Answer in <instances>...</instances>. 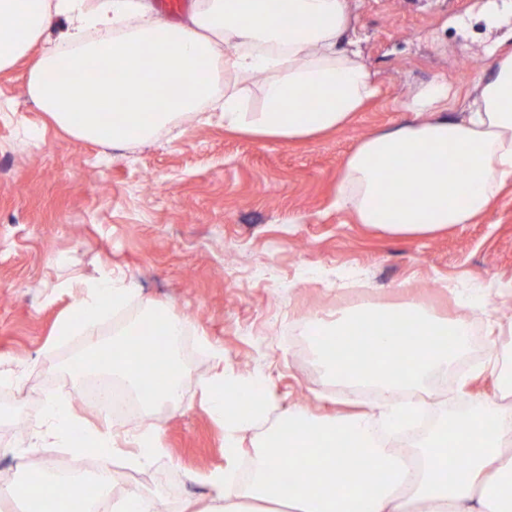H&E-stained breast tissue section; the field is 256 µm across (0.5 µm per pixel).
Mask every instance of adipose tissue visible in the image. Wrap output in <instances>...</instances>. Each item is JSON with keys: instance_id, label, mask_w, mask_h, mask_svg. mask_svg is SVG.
I'll return each instance as SVG.
<instances>
[{"instance_id": "ef3b65f1", "label": "adipose tissue", "mask_w": 512, "mask_h": 512, "mask_svg": "<svg viewBox=\"0 0 512 512\" xmlns=\"http://www.w3.org/2000/svg\"><path fill=\"white\" fill-rule=\"evenodd\" d=\"M284 25L271 0H193L186 22L174 24L147 0H0V70L29 58L28 93L69 135L105 145L144 141L178 126L186 116L218 111L225 128L268 138L316 136L347 124L376 96L378 86L356 44L339 48L348 23V0H289ZM56 40H49L50 32ZM38 55L30 50L36 43ZM240 80L274 72L264 86L261 111H244L236 86L223 97L213 89L221 69ZM447 84L436 83L407 104L415 118L392 131L362 139L341 172L336 203L359 223L403 236L432 235L470 224L512 182V54L496 58L460 112L449 113ZM125 291L106 279L88 284L76 311L57 325L58 337L85 335L75 369L120 379L134 392L147 379L158 390L143 401L178 408L185 370L173 346H157L137 326L103 342L94 335L107 298ZM367 322L377 337L360 351L355 328ZM313 336H330L336 353L321 357L324 372L342 383L377 387L386 407L388 440L378 439L369 415L332 420L295 409L265 434L246 485L216 471L215 495L202 512H512V405L492 401L468 414L442 419L429 436L403 452L396 431L416 414L401 392L421 388L447 369L465 348L469 322L433 316L416 303L364 305L331 324H308ZM212 411L235 434L272 409L269 397L243 405L214 391ZM62 447L91 453L101 491L112 483V437L90 429L74 443L75 419L64 406L48 407ZM419 461L410 476L406 454ZM294 478L275 480L285 461ZM64 499L45 496L42 472L0 488V502L38 506L39 512H95L85 483L67 477Z\"/></svg>"}]
</instances>
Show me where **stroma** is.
<instances>
[{"instance_id":"35a3bbf8","label":"stroma","mask_w":512,"mask_h":512,"mask_svg":"<svg viewBox=\"0 0 512 512\" xmlns=\"http://www.w3.org/2000/svg\"><path fill=\"white\" fill-rule=\"evenodd\" d=\"M345 40L376 74L380 92L342 128L306 140L260 139L188 116L174 139L98 145L60 129L27 95L28 62L0 71V475L9 483L48 469L68 449L46 430L48 402L67 404L81 427L102 413L78 404L86 378L72 364L85 339H58L55 326L107 275L126 288L123 313L107 311L101 340L161 312L185 318L189 361L178 410L111 423L114 464L130 468L127 440L145 424L162 431L165 453L131 490L198 512L215 493L207 477L241 473L274 414L236 434L208 410L206 384L250 387L319 417L381 401L336 382L294 333L363 302H418L472 324L467 350L448 373L463 391L435 389L427 414L496 397L490 353L512 340V182L472 224L430 236H398L338 208L340 173L363 138L410 122L400 109L435 81L460 102L476 76L462 60L512 53V0H348ZM502 335H489V324Z\"/></svg>"}]
</instances>
